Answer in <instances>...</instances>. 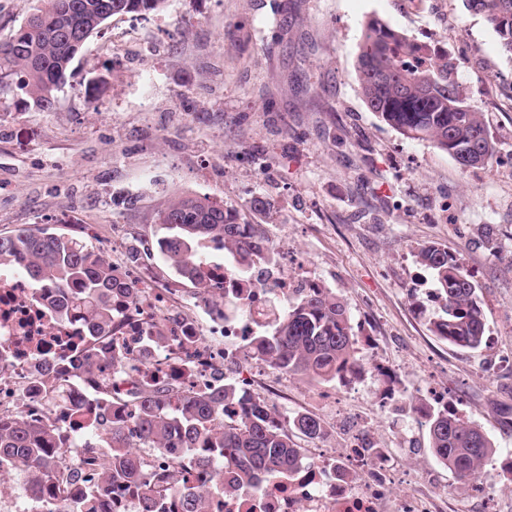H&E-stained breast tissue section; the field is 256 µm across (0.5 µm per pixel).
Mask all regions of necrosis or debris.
Instances as JSON below:
<instances>
[{
  "label": "necrosis or debris",
  "instance_id": "4bbe7bcc",
  "mask_svg": "<svg viewBox=\"0 0 512 512\" xmlns=\"http://www.w3.org/2000/svg\"><path fill=\"white\" fill-rule=\"evenodd\" d=\"M131 287L138 291L133 307L117 299L121 319L114 332V350L140 348L146 336L157 328L167 329L172 340L167 348L137 365L136 379L149 381L164 377L173 382L209 383L222 359L235 357L253 327L252 315L259 312L268 288L281 294L295 289L287 275L273 283L256 284L248 301V315L224 318L209 311L207 324L184 314L171 301L172 289L156 287L149 269L138 268L128 275ZM86 346L79 323H55L46 305L37 303L28 282L20 276L0 274V359L10 368L0 377V405L16 403L19 396L39 402L38 383L33 373L32 354L43 361L65 368L69 374L81 372L78 358ZM367 438H358L347 456L326 449L297 479L270 481L262 498L253 499L225 477L226 492L214 498L213 512H376L382 496L380 487L356 485L350 469L365 462Z\"/></svg>",
  "mask_w": 512,
  "mask_h": 512
}]
</instances>
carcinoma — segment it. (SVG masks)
I'll return each instance as SVG.
<instances>
[{"label":"carcinoma","mask_w":512,"mask_h":512,"mask_svg":"<svg viewBox=\"0 0 512 512\" xmlns=\"http://www.w3.org/2000/svg\"><path fill=\"white\" fill-rule=\"evenodd\" d=\"M166 0H44L5 42H0V96L18 89L43 111L52 110L75 57L110 18L161 10ZM484 16L512 54V0H466ZM356 74L370 111L402 135L428 141L463 168H478L493 156L494 138L483 113L460 96L448 68V53L422 45L378 18L362 31ZM162 258L184 280L200 285L203 249L212 243L229 253L237 287L212 293L228 312L242 305L241 286L268 277L277 253L262 225L242 224L237 212L208 197L177 196L158 214ZM415 262L435 284L439 313L430 331L451 346L476 350L486 337L487 319L478 288L459 259L438 243L419 245ZM23 270L35 301L57 319L80 320L88 333L86 374L71 383L88 388L99 421L84 424L73 442L85 449L80 463H66L65 439L49 417L22 410L0 412V478L20 476L51 487L48 500L62 494L66 512H112L115 481L143 482L138 512H211L213 496L224 493V473L257 490L271 479L293 478L311 460L290 435L307 439L326 434L324 422L308 413L273 418L262 399L219 373L200 391L161 380L136 387L122 398L105 391L111 371L145 359V350L114 351L108 346L118 316L112 294L128 305L136 289L120 276L87 239L42 228L0 234V267ZM270 329L254 333L244 360L282 373L332 382L360 367L357 339L345 305L327 288H304L280 312ZM44 402L55 407L65 377L45 362L37 365ZM428 447L460 480L477 477L496 453L480 426L446 409H417ZM176 449L161 475H147L142 455ZM102 458L101 471L87 477L85 465ZM205 484L196 486L194 481Z\"/></svg>","instance_id":"carcinoma-1"}]
</instances>
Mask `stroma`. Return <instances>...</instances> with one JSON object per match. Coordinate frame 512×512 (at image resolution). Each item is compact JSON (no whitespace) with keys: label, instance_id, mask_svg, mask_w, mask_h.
<instances>
[{"label":"stroma","instance_id":"35a3bbf8","mask_svg":"<svg viewBox=\"0 0 512 512\" xmlns=\"http://www.w3.org/2000/svg\"><path fill=\"white\" fill-rule=\"evenodd\" d=\"M372 17L447 50L494 136L487 166L463 169L368 109L355 65ZM143 46L157 50L151 64ZM185 193L262 225L297 286L330 289L347 308L359 375L272 379L283 413L324 421V438L298 440L311 457L346 451L362 429L391 451L381 512L418 497L435 512H512V57L482 15L465 0H168L90 37L53 111L19 91L0 97V233L93 225L103 254L123 240L115 266L137 253L204 322L198 288L156 248L159 211ZM258 197L269 213L251 210ZM431 242L479 289V349L428 329L438 304L413 253ZM437 384L496 448L480 480L457 481L415 421Z\"/></svg>","mask_w":512,"mask_h":512}]
</instances>
